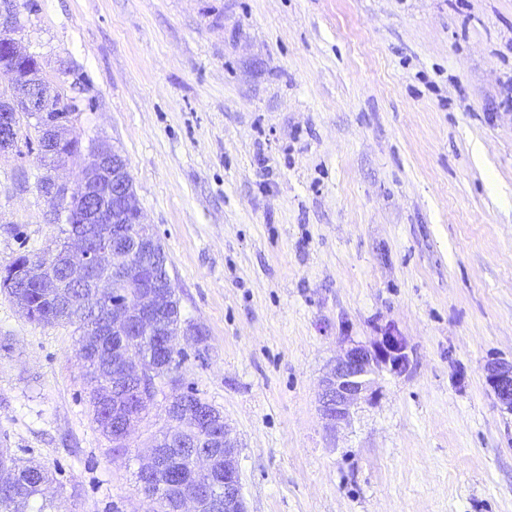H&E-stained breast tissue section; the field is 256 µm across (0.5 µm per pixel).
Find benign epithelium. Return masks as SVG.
I'll return each instance as SVG.
<instances>
[{"instance_id": "benign-epithelium-1", "label": "benign epithelium", "mask_w": 512, "mask_h": 512, "mask_svg": "<svg viewBox=\"0 0 512 512\" xmlns=\"http://www.w3.org/2000/svg\"><path fill=\"white\" fill-rule=\"evenodd\" d=\"M15 15V0H0V75L10 81L9 96L0 100V153L15 146L21 118L25 117L34 121L39 131L43 155L54 159L52 167H60L78 154L75 150L56 160L70 113L51 109L53 87L42 71L23 68V62L36 56L15 38ZM78 180L79 186L73 188L47 176L40 185V191L54 203L52 222L85 225L84 231L70 233L41 275L50 279L59 269L69 287L89 289L93 299L106 303L112 333L156 336L161 347H166L162 292L170 281L147 275L133 265L135 253L154 260L157 238L151 225L143 223L125 159L110 146L96 143L87 150ZM129 223L139 225L138 235L132 239L112 233V225ZM114 288H130L132 292L114 302ZM407 363V345L393 334L371 346H351L321 380L323 417L334 426L348 422L357 401L373 399L377 378L385 371L399 374ZM112 364L121 368L126 379L141 380L155 368V362H134L118 349L112 351ZM486 372L497 400L512 412V361L491 362ZM207 439L215 448L224 449V503L219 512H247L236 461L238 444L229 424L210 425ZM205 497L202 489L185 495L180 512H204Z\"/></svg>"}]
</instances>
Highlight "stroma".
<instances>
[{"label": "stroma", "mask_w": 512, "mask_h": 512, "mask_svg": "<svg viewBox=\"0 0 512 512\" xmlns=\"http://www.w3.org/2000/svg\"><path fill=\"white\" fill-rule=\"evenodd\" d=\"M17 37L127 163L248 512H512V0H18ZM36 145L0 154V269L57 245ZM389 329L407 370L328 427L321 377ZM79 339L0 290V448L48 512H147L171 385L114 453ZM487 381L497 400L512 412V361H494L487 364Z\"/></svg>", "instance_id": "obj_1"}]
</instances>
